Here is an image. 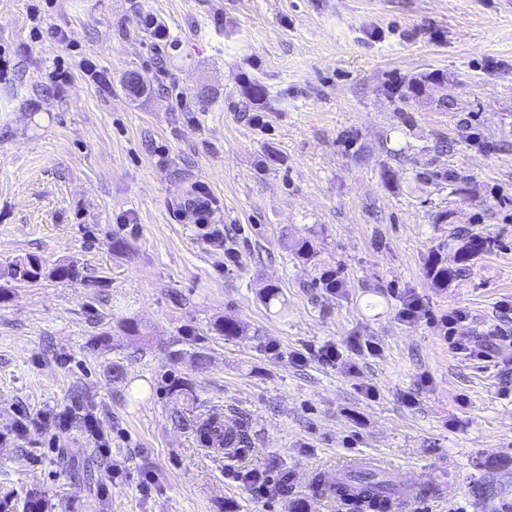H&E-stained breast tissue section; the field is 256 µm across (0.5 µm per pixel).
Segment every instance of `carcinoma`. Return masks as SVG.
<instances>
[{"label":"carcinoma","mask_w":512,"mask_h":512,"mask_svg":"<svg viewBox=\"0 0 512 512\" xmlns=\"http://www.w3.org/2000/svg\"><path fill=\"white\" fill-rule=\"evenodd\" d=\"M491 241L480 235L458 239L455 248L456 265L443 264L438 253L431 254L427 273L440 288L448 287L453 280L468 270L472 258L487 250ZM41 275V260L34 255L19 257L0 267V277L17 283H35ZM200 442L207 448L222 450L232 442L244 443L246 434L236 427L224 428L216 417H210L197 426ZM315 494L336 499L346 512H391L399 498V490L386 472L375 468H360L338 472L334 475L319 473L312 480Z\"/></svg>","instance_id":"obj_1"}]
</instances>
